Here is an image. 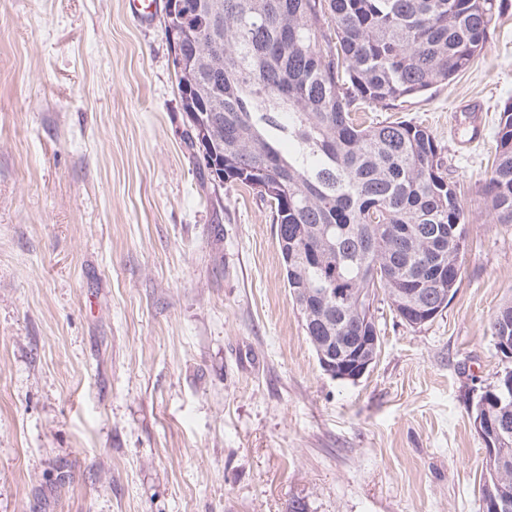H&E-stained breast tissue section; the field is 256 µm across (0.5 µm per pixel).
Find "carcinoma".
Returning a JSON list of instances; mask_svg holds the SVG:
<instances>
[{
	"instance_id": "1",
	"label": "carcinoma",
	"mask_w": 512,
	"mask_h": 512,
	"mask_svg": "<svg viewBox=\"0 0 512 512\" xmlns=\"http://www.w3.org/2000/svg\"><path fill=\"white\" fill-rule=\"evenodd\" d=\"M175 70L184 112L204 114L221 167L205 159L192 118L183 140L211 181L269 202L289 294L313 348L338 363L380 346L371 308L381 290L410 325L455 294L470 214L430 130L358 124L467 71L486 48L501 0H199ZM206 51L207 63L194 65ZM495 224H512V106L500 115L481 188ZM335 288L341 302L321 291ZM512 339V303L490 321ZM507 422L485 483L512 512V402L481 395L475 418Z\"/></svg>"
}]
</instances>
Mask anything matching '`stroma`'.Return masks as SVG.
I'll return each mask as SVG.
<instances>
[{
  "label": "stroma",
  "mask_w": 512,
  "mask_h": 512,
  "mask_svg": "<svg viewBox=\"0 0 512 512\" xmlns=\"http://www.w3.org/2000/svg\"><path fill=\"white\" fill-rule=\"evenodd\" d=\"M502 5L470 70L361 115L427 126L472 222L447 308L413 327L378 296L350 382L305 334L267 202L201 182L162 15L0 0V512H479L512 300V224L479 192L512 105ZM490 330L492 337L495 340V344L498 347L495 336H505L502 343L499 344L500 351L505 352L504 354L512 356L511 343L507 342L508 339H512V303H506L500 306L490 321Z\"/></svg>",
  "instance_id": "35a3bbf8"
}]
</instances>
